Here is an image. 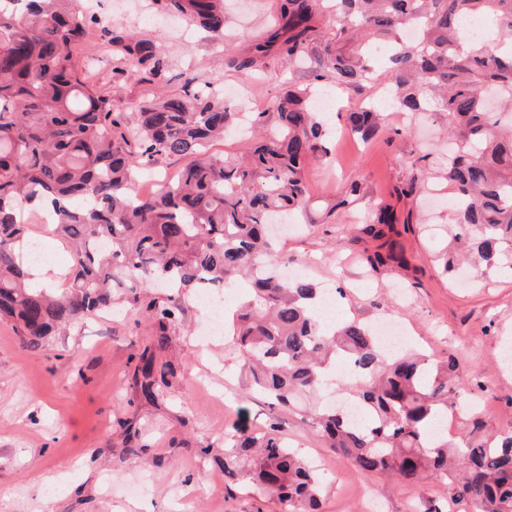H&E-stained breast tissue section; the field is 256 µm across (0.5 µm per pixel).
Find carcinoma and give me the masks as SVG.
Segmentation results:
<instances>
[{"mask_svg":"<svg viewBox=\"0 0 512 512\" xmlns=\"http://www.w3.org/2000/svg\"><path fill=\"white\" fill-rule=\"evenodd\" d=\"M215 38L224 37V0H155ZM319 0H278L275 24L246 56L225 50V63L252 72L276 55L309 56L316 40ZM336 9L339 36L370 50L380 39L413 25L414 45H393L384 77L400 111L424 112L428 96L448 117L443 176L452 186L456 231L448 239L443 273L461 265L512 267V0H327ZM491 23L502 38L494 50L459 34L469 19ZM96 19L81 0H0V317L17 322L33 348L58 328L112 306L117 288L149 321L157 347L183 326V298L211 286L251 280V296L236 313L233 333L247 387L266 399L265 425L224 437V476L247 466L252 490L281 512H322L327 483L284 433L283 413L301 397L330 384L337 361L358 380L347 392L371 421L352 426L340 406L303 410L302 419L344 461L363 474H382L397 486L426 477L449 479L455 499L472 512H512V420L482 443L465 434L455 444L433 439L438 409L470 413L473 375L458 358L434 360L422 352L387 355L371 327L356 318L325 325L321 291L306 277L281 281L268 236L271 216L305 211L308 160L330 154L327 132L313 106L324 85L357 89L378 81L361 58L324 48L310 56V83L292 85L273 112L238 115L215 102L213 82L193 76L183 93L156 95L117 109L112 96L86 74L75 48ZM123 64L157 78L168 69L150 38L102 30ZM354 133L372 135L378 113L364 105L346 113ZM264 133L238 162L209 153L234 122ZM191 161L152 192L136 181L162 157ZM50 213L54 234L71 267L60 292L33 288L28 228ZM390 206L371 213L361 232L378 242L364 257L373 271L408 267ZM102 240L110 249L101 250ZM163 283L169 294L152 288ZM136 387L157 402L177 371L150 347L138 355Z\"/></svg>","mask_w":512,"mask_h":512,"instance_id":"carcinoma-1","label":"carcinoma"}]
</instances>
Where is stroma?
<instances>
[{"label": "stroma", "mask_w": 512, "mask_h": 512, "mask_svg": "<svg viewBox=\"0 0 512 512\" xmlns=\"http://www.w3.org/2000/svg\"><path fill=\"white\" fill-rule=\"evenodd\" d=\"M276 4L226 0L234 52H247L252 38L263 34ZM88 7L102 27L152 38L169 58L163 78L149 83L130 68L112 82L107 91L119 108L159 90L181 93L186 76L202 74L244 86V97L231 108L267 111L289 83L309 80L307 65L280 57L255 75L229 69L219 48L151 0H88ZM361 102L385 115L366 140L339 115ZM323 118L333 128L332 159L306 166L311 205L292 228L279 230L280 251L291 266L308 267L317 288L344 289L334 320L389 317L407 328L409 348L437 359L455 354L477 376L471 396L484 434L498 431L512 418V370L498 362L501 347L512 346V271L490 269L465 284L442 274L437 258L455 221L447 181L429 179L414 205L396 193L443 163L440 122L393 111L378 83L348 90ZM384 204L401 218L411 211L426 216L401 235L410 270L371 272L363 257L375 241H354L342 231ZM184 307L183 327L161 352L178 379L154 404L137 398L133 379V357L151 344L152 328L129 306L113 311L106 324L85 318L37 349L22 343L11 321H0V512H275L249 490L247 479L224 478L225 433L263 423L265 407L239 376L231 336L217 337L202 351L197 336L209 310L193 294ZM284 428L329 477L324 512H356L363 485L385 512H471L465 502L450 500L447 482L428 477L399 488L383 476L362 474L297 413L285 415ZM50 484L56 487L51 494L45 491Z\"/></svg>", "instance_id": "35a3bbf8"}]
</instances>
